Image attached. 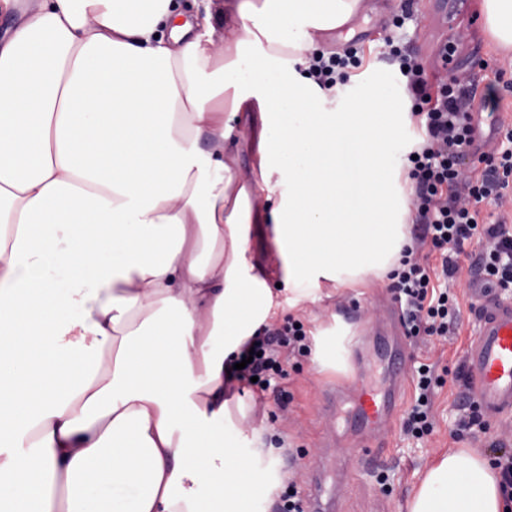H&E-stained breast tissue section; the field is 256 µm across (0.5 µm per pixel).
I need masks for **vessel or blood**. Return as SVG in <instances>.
Returning a JSON list of instances; mask_svg holds the SVG:
<instances>
[{"mask_svg":"<svg viewBox=\"0 0 512 512\" xmlns=\"http://www.w3.org/2000/svg\"><path fill=\"white\" fill-rule=\"evenodd\" d=\"M472 316L478 330L466 354L470 392L483 413L499 419L512 416V299L478 288L474 291ZM358 373L332 385L322 414L327 428L336 426V409L344 396H351L357 412L351 422L359 432V443L367 459H374L384 437L395 425L402 407L406 373L395 368L382 393L368 391L358 383ZM310 502L319 512H335L336 495L318 481L310 484Z\"/></svg>","mask_w":512,"mask_h":512,"instance_id":"obj_1","label":"vessel or blood"}]
</instances>
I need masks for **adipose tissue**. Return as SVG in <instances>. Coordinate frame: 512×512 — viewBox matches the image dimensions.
<instances>
[{
  "label": "adipose tissue",
  "instance_id": "ef3b65f1",
  "mask_svg": "<svg viewBox=\"0 0 512 512\" xmlns=\"http://www.w3.org/2000/svg\"><path fill=\"white\" fill-rule=\"evenodd\" d=\"M364 0H33L0 42V512H268L231 370L294 304L397 268L407 115L310 57ZM234 19L230 38L218 17ZM255 133L252 181L228 152ZM406 512H505L443 452Z\"/></svg>",
  "mask_w": 512,
  "mask_h": 512
}]
</instances>
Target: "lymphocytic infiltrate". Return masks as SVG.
I'll list each match as a JSON object with an SVG mask.
<instances>
[{
	"label": "lymphocytic infiltrate",
	"mask_w": 512,
	"mask_h": 512,
	"mask_svg": "<svg viewBox=\"0 0 512 512\" xmlns=\"http://www.w3.org/2000/svg\"><path fill=\"white\" fill-rule=\"evenodd\" d=\"M384 59L403 69L413 114L423 121L426 131L408 173L414 188L412 245L403 251L405 269L397 273L392 288L408 335L445 337L455 329L461 312L450 292L436 288L431 276L437 273L445 280L454 278L465 267L460 259L472 242L482 243L483 250L465 268L471 274H482L487 287L504 291L512 287V225L499 215L481 217L475 208L485 200L502 203L512 192V147L489 156L481 178L472 179L463 168V158L473 142L470 110L476 89L464 88L454 79L429 81L418 58L393 45ZM361 64L357 48L350 47L341 55L314 57L309 72L328 90L337 79L345 78L347 67ZM426 247L439 253L440 269L422 262L421 251ZM251 347L255 353L252 362L235 376L264 391L272 379L283 374V353L310 356L312 340L304 328L291 323L266 329ZM437 381L434 367L419 366L418 396L403 421L406 433L419 438L432 432V395Z\"/></svg>",
	"instance_id": "lymphocytic-infiltrate-1"
}]
</instances>
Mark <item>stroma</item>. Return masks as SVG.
I'll return each mask as SVG.
<instances>
[{"mask_svg": "<svg viewBox=\"0 0 512 512\" xmlns=\"http://www.w3.org/2000/svg\"><path fill=\"white\" fill-rule=\"evenodd\" d=\"M458 11L447 14L437 0H364L362 14L352 23L349 32L330 39L328 51L342 49L348 43L365 51L363 71L384 68L380 56L386 40H393L402 50L422 60L428 71L440 69L435 59L438 45L454 42L455 57L468 80L477 87L473 103L476 137L465 159L466 170L480 175L484 164L481 154L491 153L498 139L512 131V52L496 51L489 38L480 0H462ZM449 288L461 311L457 328L447 337H421L411 341L407 351V378L415 380L420 364L435 365L443 371L444 383L435 387L433 395V431L421 438L404 435L393 428L389 446L369 465H362L356 439L347 428L353 402L344 403L336 416V452L350 456L343 495L337 512H404L407 499L418 487L427 467L439 452L448 448H472L485 451L488 441L512 440V434L497 421H490L485 436L474 439L455 438L453 431L460 415L459 397L462 388L454 374L465 365V349L474 338L477 324L469 313L471 294L467 274L450 281ZM322 297L315 302L288 306L286 291H278L281 303L275 326L289 320L301 321L308 335L319 337L335 332L333 316L336 308L357 303L369 314L378 311V300H391L387 280L365 277L353 284L333 288L323 283ZM285 374L276 378L267 391L246 388L244 398L251 408V425L245 431L243 447L266 452L273 438L285 441L286 450L279 455L282 474L296 475L299 489H306L315 471L314 460L326 429L319 419L323 388L341 383L352 372V364L316 371L310 358L293 357L283 364ZM301 456H294V449Z\"/></svg>", "mask_w": 512, "mask_h": 512, "instance_id": "1", "label": "stroma"}]
</instances>
